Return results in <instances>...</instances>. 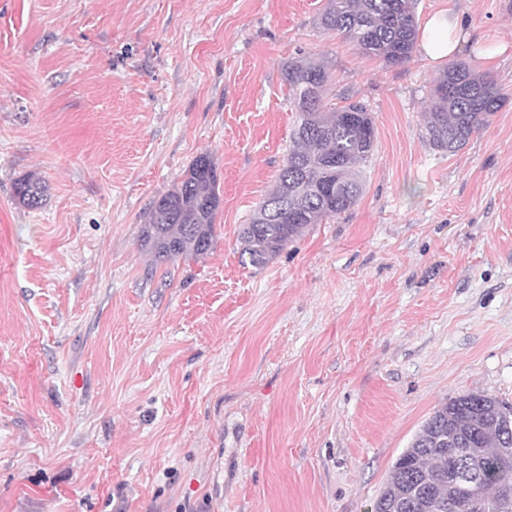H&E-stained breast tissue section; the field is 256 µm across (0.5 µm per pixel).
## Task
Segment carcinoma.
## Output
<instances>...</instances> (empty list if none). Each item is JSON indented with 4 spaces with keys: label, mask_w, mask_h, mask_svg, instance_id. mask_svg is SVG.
Here are the masks:
<instances>
[{
    "label": "carcinoma",
    "mask_w": 512,
    "mask_h": 512,
    "mask_svg": "<svg viewBox=\"0 0 512 512\" xmlns=\"http://www.w3.org/2000/svg\"><path fill=\"white\" fill-rule=\"evenodd\" d=\"M414 0H329L320 25L339 32L362 54L387 65L407 61L416 39ZM295 120L288 154L251 221L239 232L241 263L262 268L312 224L350 210L363 191L364 168L375 138L371 113L360 102L327 101V66L308 58L283 68ZM424 120L430 145L454 152L498 110L501 88L488 73L456 61L430 91ZM46 183L29 175L14 186L17 204L42 207ZM221 207L217 169L198 156L181 181L156 200L143 225L141 246L157 262L207 253ZM481 449L476 494L483 512H512V461L496 452L512 448V405L488 393H468L439 406L393 463L374 512H469L468 493L453 477L454 452Z\"/></svg>",
    "instance_id": "obj_1"
}]
</instances>
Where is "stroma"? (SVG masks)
Returning a JSON list of instances; mask_svg holds the SVG:
<instances>
[{
	"instance_id": "stroma-1",
	"label": "stroma",
	"mask_w": 512,
	"mask_h": 512,
	"mask_svg": "<svg viewBox=\"0 0 512 512\" xmlns=\"http://www.w3.org/2000/svg\"><path fill=\"white\" fill-rule=\"evenodd\" d=\"M327 2L0 0V512H371L440 405L512 404V56L460 51L505 100L438 151L443 65L359 54ZM437 12L512 41V0H416ZM301 57L375 142L357 203L257 269L238 231ZM205 152L213 246L154 264L148 210ZM46 193V183L38 176L29 175L15 183L13 197L17 204L36 210L42 207Z\"/></svg>"
}]
</instances>
